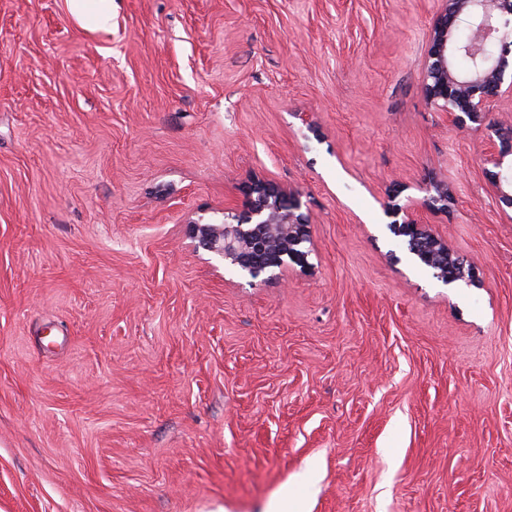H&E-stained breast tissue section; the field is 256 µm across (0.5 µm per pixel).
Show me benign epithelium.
Wrapping results in <instances>:
<instances>
[{
	"mask_svg": "<svg viewBox=\"0 0 512 512\" xmlns=\"http://www.w3.org/2000/svg\"><path fill=\"white\" fill-rule=\"evenodd\" d=\"M462 27L470 30L465 42L457 38ZM461 55L472 65L458 72L454 64ZM423 88L428 101L448 113L458 130L483 125L490 106L512 96V0H445L444 10L432 21ZM491 131L484 165L502 206L512 210V167L503 169L505 158L512 157V123ZM424 191V205L448 209L446 184L430 179ZM387 212L395 217L392 233L409 242L408 253L432 269L437 279L446 285L474 280L473 269L455 256L448 242L412 217L397 220L403 212L398 204L387 205ZM222 224L220 237L209 225L197 226L201 244L254 282L266 281L289 263L309 264L310 219L296 190L254 179L243 187L241 204L224 209Z\"/></svg>",
	"mask_w": 512,
	"mask_h": 512,
	"instance_id": "7a95c632",
	"label": "benign epithelium"
}]
</instances>
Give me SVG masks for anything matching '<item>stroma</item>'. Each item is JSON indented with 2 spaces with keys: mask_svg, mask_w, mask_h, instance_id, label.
I'll use <instances>...</instances> for the list:
<instances>
[{
  "mask_svg": "<svg viewBox=\"0 0 512 512\" xmlns=\"http://www.w3.org/2000/svg\"><path fill=\"white\" fill-rule=\"evenodd\" d=\"M98 6L0 0V512H512V215L423 92L443 0ZM253 176L313 248L257 285L194 230ZM423 190L426 193V197L423 200L424 205L437 210L448 209L449 196L447 184L429 179ZM389 227L395 236L404 237L410 243L406 247L408 253L432 269L433 275L445 285L474 280L473 269L455 256L448 242L424 229L412 216L401 222L395 219Z\"/></svg>",
  "mask_w": 512,
  "mask_h": 512,
  "instance_id": "35a3bbf8",
  "label": "stroma"
}]
</instances>
